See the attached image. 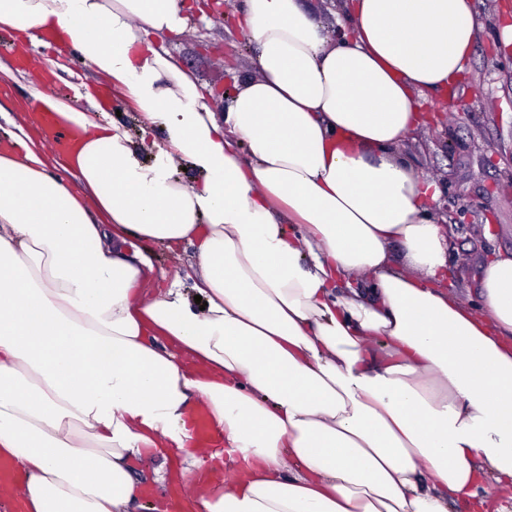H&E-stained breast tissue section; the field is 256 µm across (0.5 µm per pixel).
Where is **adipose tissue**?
Here are the masks:
<instances>
[{
	"label": "adipose tissue",
	"instance_id": "adipose-tissue-1",
	"mask_svg": "<svg viewBox=\"0 0 512 512\" xmlns=\"http://www.w3.org/2000/svg\"><path fill=\"white\" fill-rule=\"evenodd\" d=\"M233 8L253 74L219 105L166 45L188 0H0L142 118L135 140L37 88L75 135L66 174L22 119L0 154V458L22 473L0 497L137 512V465L177 450L158 480L193 512H450L480 472L512 500V253L460 302L441 186L405 151L467 72L474 0H337L331 28L303 0ZM185 240L191 288H152L143 244Z\"/></svg>",
	"mask_w": 512,
	"mask_h": 512
}]
</instances>
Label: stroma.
Wrapping results in <instances>:
<instances>
[{
  "mask_svg": "<svg viewBox=\"0 0 512 512\" xmlns=\"http://www.w3.org/2000/svg\"><path fill=\"white\" fill-rule=\"evenodd\" d=\"M475 5L486 27L467 79L457 87L455 97L425 102V109L441 112L445 123L426 134L415 151L418 167L435 175L444 194L455 201L448 214L455 230L449 264L455 289L465 300L477 296L478 266L493 253L512 252V187L507 184L512 177V54L503 50L498 37L512 0H475ZM189 26L187 35L168 39L167 45L206 91L248 77L249 45L239 31L236 13H226L221 20L194 13ZM15 42L13 30L0 29V153L13 150L12 121L18 110L29 106V92L38 82L54 97L84 109L92 97L107 102L108 114H119L132 137H139L141 119L135 105L115 98L112 87L97 81L70 51L53 46L30 49L31 58L51 64L38 80L19 65ZM194 251L187 242L171 250L151 247L161 273L156 287H167L188 270Z\"/></svg>",
  "mask_w": 512,
  "mask_h": 512,
  "instance_id": "obj_1",
  "label": "stroma"
}]
</instances>
